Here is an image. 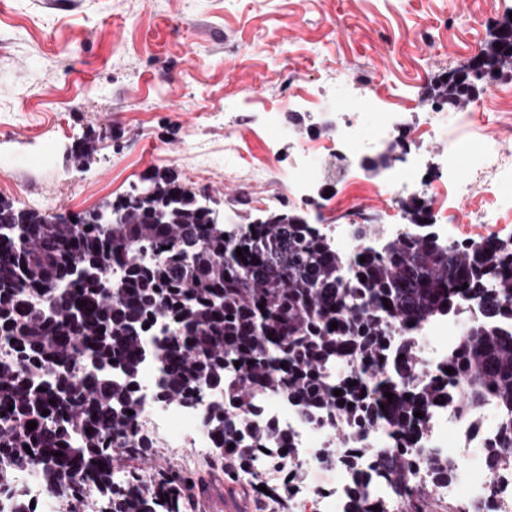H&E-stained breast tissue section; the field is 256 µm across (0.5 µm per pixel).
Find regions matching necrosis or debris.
<instances>
[{
  "label": "necrosis or debris",
  "instance_id": "necrosis-or-debris-1",
  "mask_svg": "<svg viewBox=\"0 0 512 512\" xmlns=\"http://www.w3.org/2000/svg\"><path fill=\"white\" fill-rule=\"evenodd\" d=\"M333 119L327 121L326 141L301 142L288 169L287 198L290 204H314L312 190L324 178L327 153H335L340 180L348 192L349 220L326 225L324 237L336 251L354 257L364 250H380L386 241L410 240L419 233L414 224H370L360 226L365 199L358 191V173L362 170L361 147L397 145L409 154L416 142L442 138L448 147L443 152L441 179L427 178L420 165L399 167L379 175L378 183L389 207H398L403 196L422 201L437 218L433 230L444 244L472 245L493 239L507 219V209L496 204L499 180L512 175V158L498 140L486 138L470 111L446 116L441 107L428 106L423 121H414L405 112H380L373 99L361 102L360 111H350L347 102L332 99ZM373 114L369 135H362V114ZM471 164L485 185V205L472 210L469 223L453 221L457 200L469 197L471 186L462 178L464 164ZM481 303L463 298L454 310L437 316L413 330L420 377L433 380L440 374L449 356L456 352L467 324L484 320ZM157 368L144 364L138 380L139 401L134 419L140 429L154 438L159 447L170 451L190 449L189 466L209 462L215 440L204 425V409L156 396ZM254 414L251 425L283 437L288 449L282 459L256 458L239 482L254 490L261 485H288L292 512H345L346 493L354 471L369 472L382 467L392 453V439L382 425L340 418L336 422L309 419L298 404L288 401L259 385H251ZM500 435L499 414L492 402L480 404L474 412L462 415L448 407L434 408L421 426L415 448L409 452L414 464V481L430 486L435 497L463 512H512V464L490 467L484 454L488 444ZM338 448L353 451L351 463L328 465L327 453ZM439 455L450 458L455 469L438 483H430L427 460ZM300 470L296 483L286 481L287 468Z\"/></svg>",
  "mask_w": 512,
  "mask_h": 512
}]
</instances>
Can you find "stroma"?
<instances>
[{
    "label": "stroma",
    "instance_id": "stroma-1",
    "mask_svg": "<svg viewBox=\"0 0 512 512\" xmlns=\"http://www.w3.org/2000/svg\"><path fill=\"white\" fill-rule=\"evenodd\" d=\"M512 0H0V198L93 210L174 174L247 224L280 194L225 155L287 169L285 88L385 103L428 95L490 39ZM95 140L91 159L68 152Z\"/></svg>",
    "mask_w": 512,
    "mask_h": 512
}]
</instances>
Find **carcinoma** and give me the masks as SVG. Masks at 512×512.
Here are the masks:
<instances>
[{
  "mask_svg": "<svg viewBox=\"0 0 512 512\" xmlns=\"http://www.w3.org/2000/svg\"><path fill=\"white\" fill-rule=\"evenodd\" d=\"M497 28L501 37L437 80L429 96L438 104L473 99L485 90L483 74L506 67L512 19ZM148 181L145 197L117 203L119 222L89 231L0 199V340L16 356L0 362V496L13 499L14 512H35L11 480L26 467L38 468L48 490L74 504L71 512H89L96 496L102 512H181L185 478L177 472L148 480L130 472L126 482L115 481V450H152L127 413L147 360L158 367L164 398L197 403L202 384L224 391V402L207 404L204 414L215 453L235 470L264 449L275 457L284 448L247 426L253 382L322 407L331 421L364 410L365 420L385 425L400 452L380 475L406 496L408 512H422L405 458L418 433L414 412L448 404L468 413L489 397L501 438L485 449L488 461L496 466L512 454V332L501 327L512 319V240L465 247L422 234L389 241L351 262L356 277H365L352 282L343 278L347 258L299 214L272 211L265 224L228 231L206 223L196 191L174 176ZM244 247L243 261L236 249ZM113 266L120 285L105 288ZM461 293L482 302L487 320L469 326L445 364L453 386L440 378L413 383L416 353L408 341L391 371L368 386L325 380L328 361L354 353L384 367L392 324L416 328L454 309ZM235 361L241 374L232 379L227 367ZM30 421L37 422L32 430ZM427 467L439 481L454 463L433 457ZM369 479L356 476L345 512H375Z\"/></svg>",
  "mask_w": 512,
  "mask_h": 512,
  "instance_id": "obj_1",
  "label": "carcinoma"
}]
</instances>
